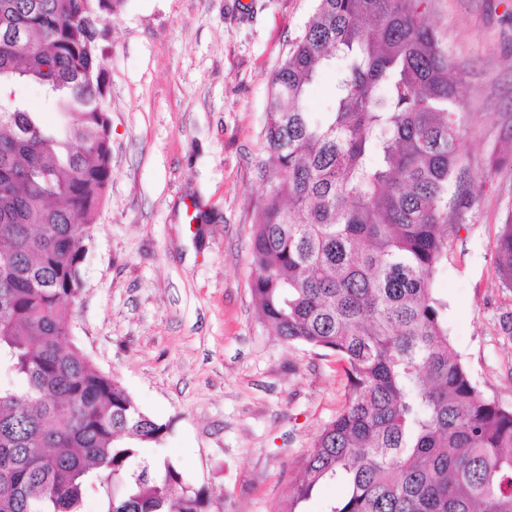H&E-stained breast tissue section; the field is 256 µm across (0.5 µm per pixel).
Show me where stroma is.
<instances>
[{
	"label": "stroma",
	"mask_w": 512,
	"mask_h": 512,
	"mask_svg": "<svg viewBox=\"0 0 512 512\" xmlns=\"http://www.w3.org/2000/svg\"><path fill=\"white\" fill-rule=\"evenodd\" d=\"M316 0H122L101 42L112 180L81 265L71 334L171 429L143 449L218 512H285L345 405L336 356L280 339L251 292L269 79ZM459 62L465 185L435 291L472 380L512 409V288L495 236L512 210V0H431Z\"/></svg>",
	"instance_id": "stroma-1"
}]
</instances>
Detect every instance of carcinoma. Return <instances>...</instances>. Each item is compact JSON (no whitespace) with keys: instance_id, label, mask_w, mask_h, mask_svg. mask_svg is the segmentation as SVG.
I'll return each instance as SVG.
<instances>
[{"instance_id":"1","label":"carcinoma","mask_w":512,"mask_h":512,"mask_svg":"<svg viewBox=\"0 0 512 512\" xmlns=\"http://www.w3.org/2000/svg\"><path fill=\"white\" fill-rule=\"evenodd\" d=\"M121 0H0V70L70 105L58 130L0 101V512H213L159 444L169 423L70 340L80 268L112 178L98 41ZM270 80L274 175L251 240L259 317L343 362L348 392L289 487L327 481L329 512H512V410L488 399L448 341L434 293L461 187L463 113L430 0H316ZM339 66L334 107L306 110ZM512 288V211L495 239Z\"/></svg>"}]
</instances>
